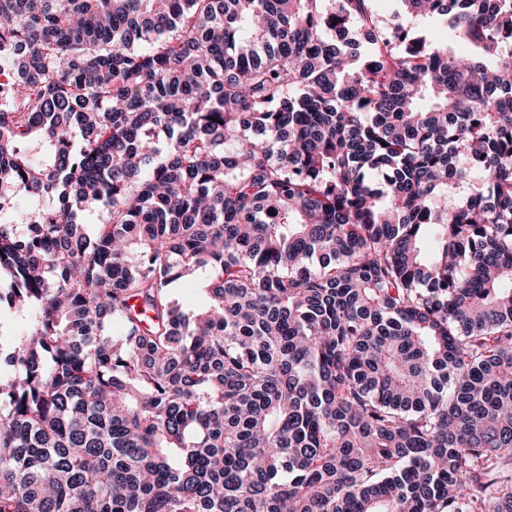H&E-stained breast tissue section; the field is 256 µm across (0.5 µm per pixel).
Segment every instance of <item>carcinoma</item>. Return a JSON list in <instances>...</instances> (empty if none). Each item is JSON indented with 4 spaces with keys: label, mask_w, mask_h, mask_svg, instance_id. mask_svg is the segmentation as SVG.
I'll return each instance as SVG.
<instances>
[{
    "label": "carcinoma",
    "mask_w": 512,
    "mask_h": 512,
    "mask_svg": "<svg viewBox=\"0 0 512 512\" xmlns=\"http://www.w3.org/2000/svg\"><path fill=\"white\" fill-rule=\"evenodd\" d=\"M373 2L0 0V512H512V0Z\"/></svg>",
    "instance_id": "obj_1"
}]
</instances>
